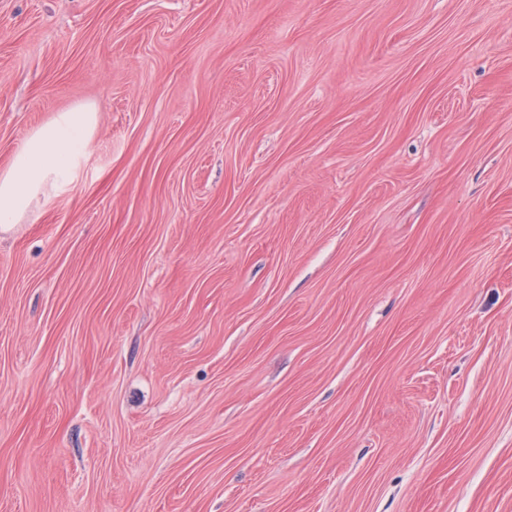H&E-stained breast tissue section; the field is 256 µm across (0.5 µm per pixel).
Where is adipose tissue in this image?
Returning a JSON list of instances; mask_svg holds the SVG:
<instances>
[{
    "label": "adipose tissue",
    "mask_w": 512,
    "mask_h": 512,
    "mask_svg": "<svg viewBox=\"0 0 512 512\" xmlns=\"http://www.w3.org/2000/svg\"><path fill=\"white\" fill-rule=\"evenodd\" d=\"M97 124V113L82 107L56 113L28 136L0 171V228L21 223L36 202L72 180Z\"/></svg>",
    "instance_id": "adipose-tissue-1"
}]
</instances>
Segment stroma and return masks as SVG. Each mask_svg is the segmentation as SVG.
I'll use <instances>...</instances> for the list:
<instances>
[{
  "instance_id": "obj_1",
  "label": "stroma",
  "mask_w": 512,
  "mask_h": 512,
  "mask_svg": "<svg viewBox=\"0 0 512 512\" xmlns=\"http://www.w3.org/2000/svg\"><path fill=\"white\" fill-rule=\"evenodd\" d=\"M0 512H512V0H0ZM98 124L91 108L56 113L35 129L0 172V228L21 223L41 197L46 203L52 190L69 183Z\"/></svg>"
}]
</instances>
